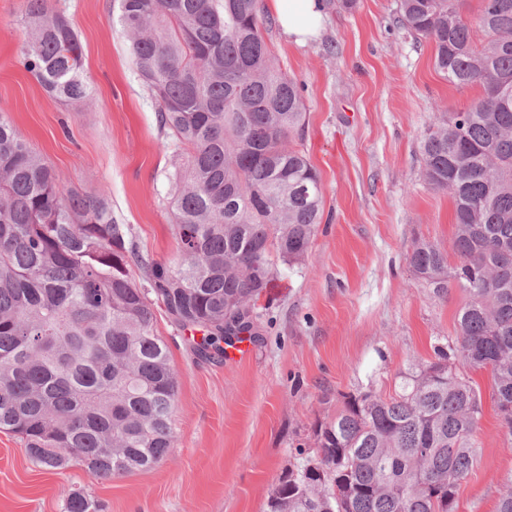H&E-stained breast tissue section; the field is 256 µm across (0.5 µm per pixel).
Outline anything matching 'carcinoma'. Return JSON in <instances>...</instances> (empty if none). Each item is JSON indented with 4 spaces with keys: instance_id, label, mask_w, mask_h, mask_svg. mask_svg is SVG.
Instances as JSON below:
<instances>
[{
    "instance_id": "1",
    "label": "carcinoma",
    "mask_w": 512,
    "mask_h": 512,
    "mask_svg": "<svg viewBox=\"0 0 512 512\" xmlns=\"http://www.w3.org/2000/svg\"><path fill=\"white\" fill-rule=\"evenodd\" d=\"M259 0H119V22L161 129L182 147L170 178L179 261L144 257L106 195L64 189L59 173L0 114V431L48 471L93 480L146 470L173 447L178 375L154 333V306L203 333L202 353L253 335L254 301L274 258L308 256L323 214L304 152L306 105L276 66ZM400 0L405 27L434 45L437 70L483 93L424 135L421 176L453 201L448 253L418 241L412 273L468 300L455 340L384 399L350 395L314 430L317 458L279 480L268 512H457L473 468L482 400L460 368L491 367L492 399L512 436V0ZM21 64L45 92L83 102L90 88L67 18L28 0ZM142 272L143 283L130 269ZM65 512H99L82 489Z\"/></svg>"
}]
</instances>
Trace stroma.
<instances>
[{"label": "stroma", "instance_id": "obj_1", "mask_svg": "<svg viewBox=\"0 0 512 512\" xmlns=\"http://www.w3.org/2000/svg\"><path fill=\"white\" fill-rule=\"evenodd\" d=\"M78 33L91 88L83 103L50 98L20 63L26 0H0V113L62 176L64 187L107 194L141 254L175 264L170 173L184 157L160 129L117 19V0H47ZM319 35L288 43L265 35L280 69L304 88L302 148L321 175L324 212L304 261L277 263L256 302V341L245 355L203 359L191 331L156 308L179 388L174 446L153 468L93 481L78 464L47 471L15 435L0 432V512H63L83 489L102 512H266L272 488L314 426L345 398L394 396L402 375L434 360L455 336L466 301L456 285L435 295L406 254L428 241L453 255L447 192L421 176L419 142L445 113L463 111L480 83L458 87L434 67V46L399 21L398 0H328ZM482 396L479 456L461 481L457 512H495L512 476V438L492 401L489 371H470Z\"/></svg>", "mask_w": 512, "mask_h": 512}]
</instances>
